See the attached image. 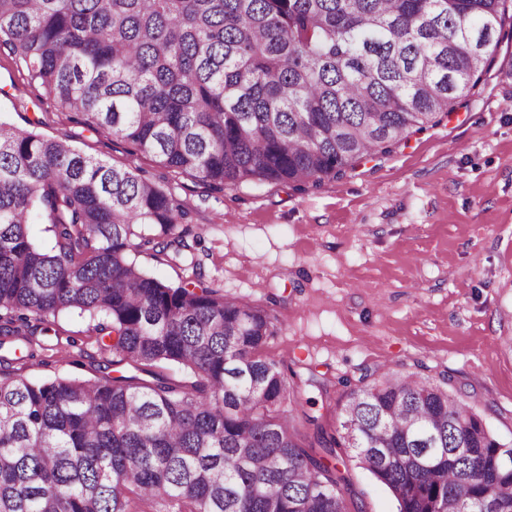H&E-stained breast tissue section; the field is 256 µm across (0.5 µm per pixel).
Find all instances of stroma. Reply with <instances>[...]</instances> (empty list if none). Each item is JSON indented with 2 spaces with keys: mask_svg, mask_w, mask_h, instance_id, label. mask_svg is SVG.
Listing matches in <instances>:
<instances>
[{
  "mask_svg": "<svg viewBox=\"0 0 512 512\" xmlns=\"http://www.w3.org/2000/svg\"><path fill=\"white\" fill-rule=\"evenodd\" d=\"M0 117L115 166L131 165L190 207L198 236L176 266L134 262L170 283L206 286L273 310L268 357L313 372L329 389L308 413L334 426L343 380L417 373L469 396L512 439V79L490 67L455 111L389 154L307 192L285 183L210 191L62 111L0 50ZM40 356L9 373L94 377L111 362L87 317L60 314ZM340 470L350 512H397L390 491L353 458Z\"/></svg>",
  "mask_w": 512,
  "mask_h": 512,
  "instance_id": "obj_1",
  "label": "stroma"
}]
</instances>
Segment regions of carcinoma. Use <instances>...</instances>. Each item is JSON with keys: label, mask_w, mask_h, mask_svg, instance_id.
Wrapping results in <instances>:
<instances>
[{"label": "carcinoma", "mask_w": 512, "mask_h": 512, "mask_svg": "<svg viewBox=\"0 0 512 512\" xmlns=\"http://www.w3.org/2000/svg\"><path fill=\"white\" fill-rule=\"evenodd\" d=\"M511 9L0 0V48L59 108L136 155L214 190L304 191L454 111ZM187 213L140 169L0 118V335L17 342H0V364L35 359L31 337L76 312L120 366L86 380L0 376V512H348L344 454L397 512H512V441L446 384L385 372L343 394L332 431L307 416L313 433L299 432L305 385L263 353L277 318L197 272L172 284L130 259L176 262L191 248ZM33 224L49 225L51 249Z\"/></svg>", "instance_id": "obj_1"}]
</instances>
